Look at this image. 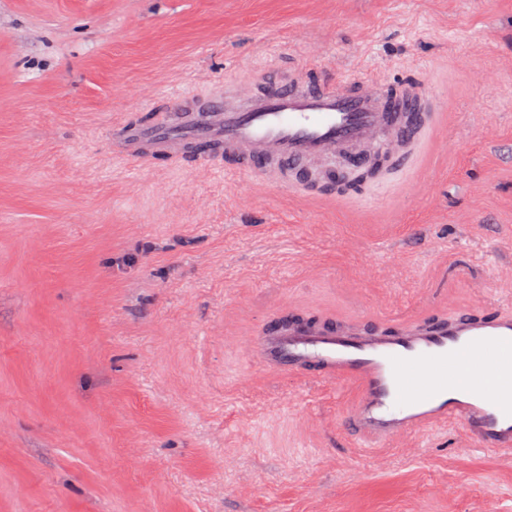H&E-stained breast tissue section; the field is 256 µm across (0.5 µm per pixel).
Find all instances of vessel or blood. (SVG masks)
Listing matches in <instances>:
<instances>
[{
	"label": "vessel or blood",
	"mask_w": 512,
	"mask_h": 512,
	"mask_svg": "<svg viewBox=\"0 0 512 512\" xmlns=\"http://www.w3.org/2000/svg\"><path fill=\"white\" fill-rule=\"evenodd\" d=\"M427 88L375 81L272 80L265 92L225 91L202 100L183 95L176 111L151 126L122 127L113 148L128 156L165 155L192 146L236 158L260 184L290 171L311 182L310 160L343 157L361 169L362 145L390 153L427 124ZM247 352L267 368L311 367L316 378L356 387L348 414L365 446L386 447L448 420L460 422L468 447L512 457V314L474 318L453 312L432 323L394 322L385 332L349 323L305 324L279 317Z\"/></svg>",
	"instance_id": "obj_1"
}]
</instances>
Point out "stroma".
I'll use <instances>...</instances> for the list:
<instances>
[{
	"label": "stroma",
	"instance_id": "obj_1",
	"mask_svg": "<svg viewBox=\"0 0 512 512\" xmlns=\"http://www.w3.org/2000/svg\"><path fill=\"white\" fill-rule=\"evenodd\" d=\"M276 75L419 82L429 123L349 194L113 150ZM0 100V512H512L457 422L361 447L353 388L244 348L512 314V0H0Z\"/></svg>",
	"mask_w": 512,
	"mask_h": 512
}]
</instances>
